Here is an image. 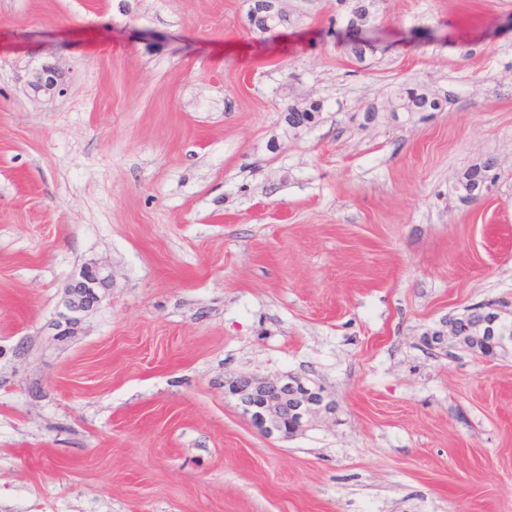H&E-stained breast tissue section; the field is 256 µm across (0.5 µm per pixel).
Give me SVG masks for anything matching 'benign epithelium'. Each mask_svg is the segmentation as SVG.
<instances>
[{
    "label": "benign epithelium",
    "mask_w": 512,
    "mask_h": 512,
    "mask_svg": "<svg viewBox=\"0 0 512 512\" xmlns=\"http://www.w3.org/2000/svg\"><path fill=\"white\" fill-rule=\"evenodd\" d=\"M37 95L49 96L64 93L59 84V73L54 68H44L30 82ZM112 276L99 264L85 266L78 278L68 285V304L78 312L88 309L98 301V290L111 286ZM512 320V302L468 311L448 317V333L430 337L433 349H443L445 336L467 339L478 348L476 354L491 358L512 347V332L506 320ZM228 393L250 424L262 435L291 439L304 434L318 423L323 415L335 413V402L319 384H311L299 376H282L275 379L242 374L231 381ZM290 427H285V423Z\"/></svg>",
    "instance_id": "obj_1"
}]
</instances>
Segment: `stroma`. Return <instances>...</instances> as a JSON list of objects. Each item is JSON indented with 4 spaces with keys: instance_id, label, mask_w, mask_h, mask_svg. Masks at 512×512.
I'll list each match as a JSON object with an SVG mask.
<instances>
[{
    "instance_id": "obj_1",
    "label": "stroma",
    "mask_w": 512,
    "mask_h": 512,
    "mask_svg": "<svg viewBox=\"0 0 512 512\" xmlns=\"http://www.w3.org/2000/svg\"><path fill=\"white\" fill-rule=\"evenodd\" d=\"M252 5L0 0V512H512V352L423 343L512 301V0H374L360 58L352 0ZM244 373L336 413L266 437ZM258 2L257 0L255 3ZM254 3V5H255ZM254 5L249 11V22L253 28V31H257L261 34L271 33L276 28L284 26L288 23L287 17L280 11H271L274 9L273 1L262 0L258 2L259 12L271 11L266 14L264 18H255L253 11ZM29 85L34 94L39 95L42 93L43 95H49V97L63 94L65 90L59 84V73L55 68L49 67L38 72ZM388 104L392 112H438L443 107L442 99L409 85L399 87ZM112 276L106 268L99 264L85 266L78 278L68 285V304L74 312L84 311L98 301L99 289L111 286Z\"/></svg>"
}]
</instances>
